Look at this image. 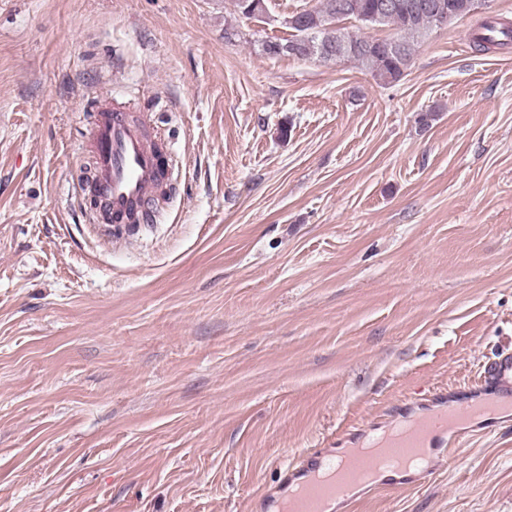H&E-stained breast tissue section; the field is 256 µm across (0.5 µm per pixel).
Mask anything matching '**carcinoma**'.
Returning a JSON list of instances; mask_svg holds the SVG:
<instances>
[{"instance_id":"cac0c4a2","label":"carcinoma","mask_w":512,"mask_h":512,"mask_svg":"<svg viewBox=\"0 0 512 512\" xmlns=\"http://www.w3.org/2000/svg\"><path fill=\"white\" fill-rule=\"evenodd\" d=\"M417 0H398L395 12L380 20H363L368 27H387L393 35L375 38L340 28L336 22L342 16L343 0H319V6L303 10L304 28L291 27L294 34L290 41L298 42V59H315L328 62L323 53L325 43H338L345 47L342 60L355 62L368 69L373 77L385 85L399 82L411 67L416 45L432 31L441 28L436 16L428 11H415ZM481 32L474 37L480 51L491 48L503 49L512 44V26L493 20L480 24ZM400 45V51L391 50L392 43Z\"/></svg>"}]
</instances>
